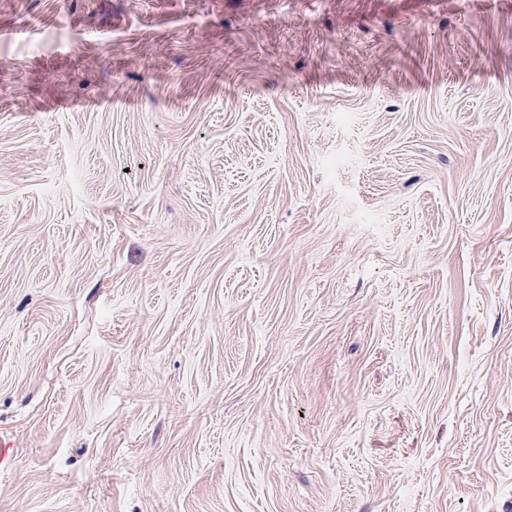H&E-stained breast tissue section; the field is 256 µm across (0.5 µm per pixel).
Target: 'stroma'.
<instances>
[{"mask_svg":"<svg viewBox=\"0 0 512 512\" xmlns=\"http://www.w3.org/2000/svg\"><path fill=\"white\" fill-rule=\"evenodd\" d=\"M0 512H512V0H0Z\"/></svg>","mask_w":512,"mask_h":512,"instance_id":"stroma-1","label":"stroma"}]
</instances>
